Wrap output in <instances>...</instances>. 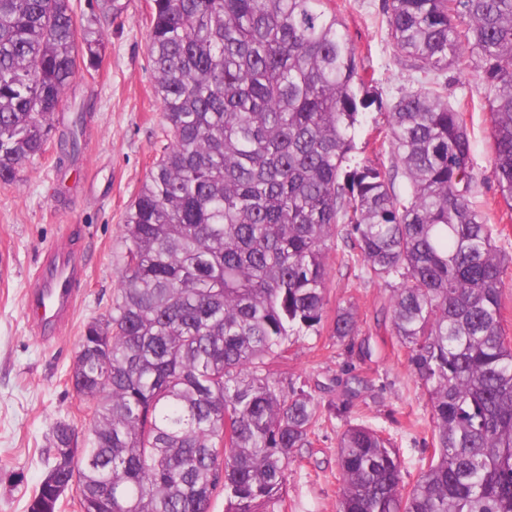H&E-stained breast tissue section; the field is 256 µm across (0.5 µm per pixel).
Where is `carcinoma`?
<instances>
[{
  "label": "carcinoma",
  "instance_id": "carcinoma-1",
  "mask_svg": "<svg viewBox=\"0 0 512 512\" xmlns=\"http://www.w3.org/2000/svg\"><path fill=\"white\" fill-rule=\"evenodd\" d=\"M149 52L167 144L126 213L112 309L85 327L69 374L93 407L84 454L56 422L49 469L87 512H266L311 445L319 405L269 364L319 331L329 260L389 296L394 336L426 387L434 452L410 491L390 439L338 435L337 512H512V345L500 285L512 256L475 203L466 108L439 76L485 85L493 175L512 209V0H385L397 56L423 74L388 112L391 164L352 162L375 98L325 0H149ZM95 20L70 0H0V183L45 151L77 58L97 67ZM89 106L58 138L66 157ZM408 189H395L397 177ZM340 308L336 341L354 345ZM41 485L30 512H56Z\"/></svg>",
  "mask_w": 512,
  "mask_h": 512
}]
</instances>
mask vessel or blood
Segmentation results:
<instances>
[{"mask_svg":"<svg viewBox=\"0 0 512 512\" xmlns=\"http://www.w3.org/2000/svg\"><path fill=\"white\" fill-rule=\"evenodd\" d=\"M84 266L77 245L62 238L45 253L39 271L24 295L29 322L37 329L58 330L73 318Z\"/></svg>","mask_w":512,"mask_h":512,"instance_id":"1","label":"vessel or blood"}]
</instances>
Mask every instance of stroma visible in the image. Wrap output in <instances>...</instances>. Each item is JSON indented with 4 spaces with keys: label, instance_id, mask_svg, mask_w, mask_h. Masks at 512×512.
Returning <instances> with one entry per match:
<instances>
[{
    "label": "stroma",
    "instance_id": "1",
    "mask_svg": "<svg viewBox=\"0 0 512 512\" xmlns=\"http://www.w3.org/2000/svg\"><path fill=\"white\" fill-rule=\"evenodd\" d=\"M76 15L98 19L104 51L97 69L77 67L73 91L93 108L83 126L85 148L77 160L61 157L56 145L26 164L20 179L0 184V512H28L33 490L48 471L44 449L55 422L85 432L92 411L72 388L68 373L90 321L107 315L120 286L127 245L126 212L166 141L163 106L155 93L149 56L147 0H125L122 15L102 13L97 0H71ZM384 0H327L355 44L360 72L375 104L354 131L356 160L381 159L378 133L402 90L419 73L400 64L383 11ZM450 101L469 104L468 128L477 197L498 249L512 255V209L493 177L490 116L475 73L448 70ZM83 240L86 283L68 326L41 337L23 307V295L43 252L66 227ZM390 290L331 267L326 315L319 334L293 337L285 358L271 370L283 383L312 393L322 418L309 448L288 467L286 492L274 512H336L340 496L337 437L345 424H363L391 439L402 461L404 487H412L432 454L428 394L414 375L406 348L391 334ZM354 306L359 336L373 355L362 360L332 334L338 308ZM358 376L367 387L344 415L341 380Z\"/></svg>",
    "mask_w": 512,
    "mask_h": 512
}]
</instances>
